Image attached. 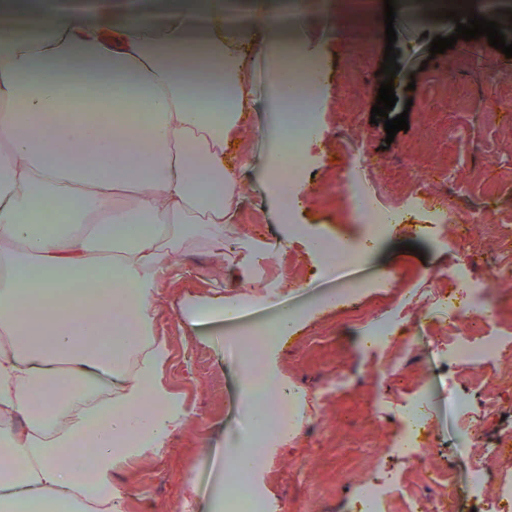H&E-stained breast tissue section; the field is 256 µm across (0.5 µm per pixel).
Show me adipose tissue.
I'll return each instance as SVG.
<instances>
[{"mask_svg": "<svg viewBox=\"0 0 512 512\" xmlns=\"http://www.w3.org/2000/svg\"><path fill=\"white\" fill-rule=\"evenodd\" d=\"M251 49L216 0H0V512H122L114 471L188 425L155 325L196 255L224 270ZM86 85L145 105L144 141L113 137L128 113L63 112ZM48 203L65 218L41 230Z\"/></svg>", "mask_w": 512, "mask_h": 512, "instance_id": "ef3b65f1", "label": "adipose tissue"}]
</instances>
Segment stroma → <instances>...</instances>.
I'll return each instance as SVG.
<instances>
[{"instance_id": "stroma-1", "label": "stroma", "mask_w": 512, "mask_h": 512, "mask_svg": "<svg viewBox=\"0 0 512 512\" xmlns=\"http://www.w3.org/2000/svg\"><path fill=\"white\" fill-rule=\"evenodd\" d=\"M448 27V21L425 14L398 31L395 47L402 72L414 74L424 65L430 74L419 87L421 111L405 112L404 101L396 102L393 112L407 114L409 129L391 141L383 125L371 123L365 108L366 103L375 102L383 80L379 70L386 45L384 27L371 28L360 41L345 43L341 53L321 69L318 137L306 146L309 176L299 200L300 221L361 244L350 191L351 184H358L381 207L399 215L392 235L377 245L361 272L372 275L395 264L401 273L394 288L369 294L361 305L365 312L377 309L393 314L397 328L388 345L371 348L361 327L337 326L335 314L327 312L282 337L271 353L270 361L284 386L303 384L318 390L319 408L311 434L318 450L305 451L301 442L290 440L267 448L263 468L254 478L268 498L287 499L291 512H365L353 497L327 500L322 496L323 483L360 459L372 467L392 462L391 482L406 483V462L391 459L401 432L397 417L428 386L434 387L438 400L428 407L417 444L433 449L434 454L419 464L428 470L454 467L444 445L450 444L468 417L483 415L486 408L476 403L464 412L447 402L449 380L459 373H472L474 367L454 359L443 365L435 356L434 342L450 345L470 337L467 319L449 320L438 297L456 300L465 286L483 295L491 317L484 333L497 337L500 345L482 371L489 377L512 372V285L492 283L500 266L512 264V251L505 246L512 241V74L489 84L479 71L464 65L455 50L431 55L432 37ZM267 65L261 45H254L243 71L254 93L248 119L252 136L245 139L241 151L255 174L268 149L274 110ZM362 142L371 146L368 166L360 165L355 151ZM437 194L449 204L447 228L489 210L498 226L497 238L491 242L482 225H472L471 235L483 255L479 268L464 282L454 274L456 254L437 248L420 230L423 215L407 209L412 201L432 204ZM241 206L244 235L277 241V213L267 209L262 197H244ZM407 242L412 245L408 251L403 248ZM314 263L313 255L295 247L276 252L253 277L266 285L271 304L294 302L307 291L322 289V282L306 284L301 279ZM238 270V264L231 262L224 268L222 281L186 278L171 294L169 308L157 323L172 343L162 378L181 399L191 423L168 449L146 460L130 461L116 473L115 482L130 491L126 512H193L194 502L209 498L210 476L223 468L211 451L223 447L225 431L239 418L237 376L224 362V317L218 312L183 325L177 315L187 303L207 308L214 294L234 293L241 280ZM331 367L362 377V385L345 391L324 388ZM379 410L390 412V419L376 421L374 414ZM482 459L478 450H469L466 466L454 467L459 482H467L472 467ZM295 464L306 468L307 483L291 476Z\"/></svg>"}]
</instances>
